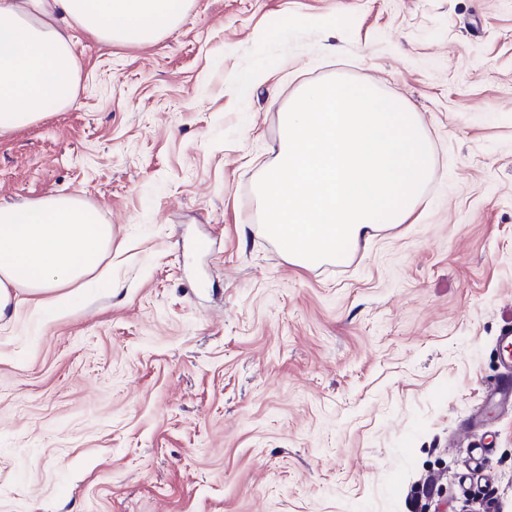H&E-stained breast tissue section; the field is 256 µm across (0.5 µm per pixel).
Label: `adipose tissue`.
<instances>
[{
  "label": "adipose tissue",
  "instance_id": "1",
  "mask_svg": "<svg viewBox=\"0 0 512 512\" xmlns=\"http://www.w3.org/2000/svg\"><path fill=\"white\" fill-rule=\"evenodd\" d=\"M190 0H0V136L27 127L48 106L76 99L79 67L70 29L97 41L144 44L174 31ZM112 247V227L73 196L0 206V317L17 289L62 302Z\"/></svg>",
  "mask_w": 512,
  "mask_h": 512
}]
</instances>
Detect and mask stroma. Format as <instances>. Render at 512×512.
Segmentation results:
<instances>
[{
  "label": "stroma",
  "instance_id": "1",
  "mask_svg": "<svg viewBox=\"0 0 512 512\" xmlns=\"http://www.w3.org/2000/svg\"><path fill=\"white\" fill-rule=\"evenodd\" d=\"M0 137V206L72 195L112 250L0 320V512H512V0H192ZM256 70L248 92L240 79ZM330 78L416 112L422 202L350 259L288 262L255 186ZM499 357L505 372L500 382L488 394V399L506 404L512 401V329L504 330L500 336Z\"/></svg>",
  "mask_w": 512,
  "mask_h": 512
}]
</instances>
